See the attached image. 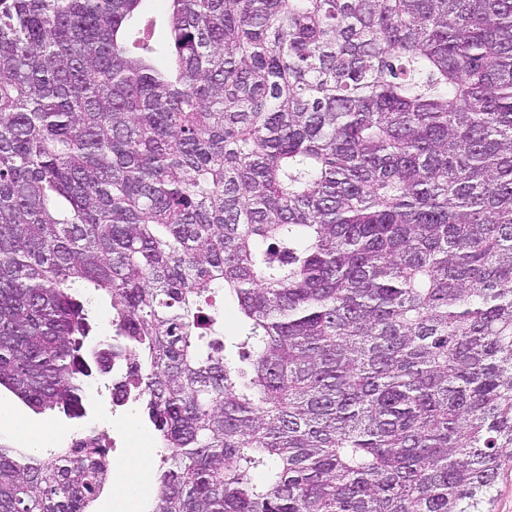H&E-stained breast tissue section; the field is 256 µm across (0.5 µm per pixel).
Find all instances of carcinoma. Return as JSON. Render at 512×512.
I'll list each match as a JSON object with an SVG mask.
<instances>
[{"label": "carcinoma", "mask_w": 512, "mask_h": 512, "mask_svg": "<svg viewBox=\"0 0 512 512\" xmlns=\"http://www.w3.org/2000/svg\"><path fill=\"white\" fill-rule=\"evenodd\" d=\"M143 2L0 0V387L82 418L125 361L150 512H492L512 0H165V43ZM110 479L93 430L0 443V512ZM90 297L91 302L89 304L92 309L94 319V331L92 333L93 336H90V340L95 341L105 336H112L113 332L109 304L96 295L91 294ZM240 322L238 313L233 300L229 296H224V336L227 343L226 354L234 361L238 362L237 349L232 347V343L236 336L239 335Z\"/></svg>", "instance_id": "1"}]
</instances>
